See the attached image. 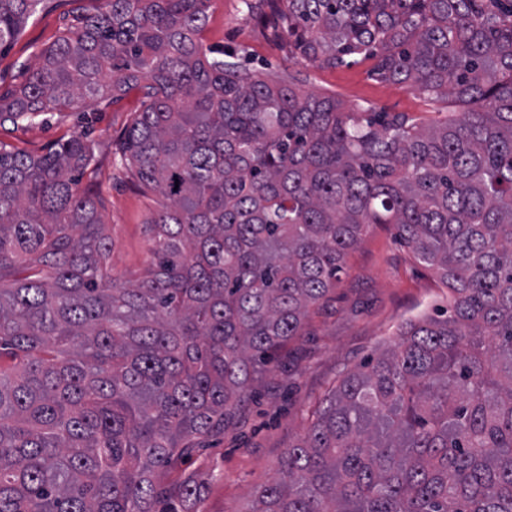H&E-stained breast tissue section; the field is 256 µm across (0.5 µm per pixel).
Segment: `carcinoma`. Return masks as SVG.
<instances>
[{
    "instance_id": "cac0c4a2",
    "label": "carcinoma",
    "mask_w": 512,
    "mask_h": 512,
    "mask_svg": "<svg viewBox=\"0 0 512 512\" xmlns=\"http://www.w3.org/2000/svg\"><path fill=\"white\" fill-rule=\"evenodd\" d=\"M212 2L105 0L0 93L2 124L139 86L123 155L164 199L153 268L119 284L83 137L0 150V512H155L371 224L448 308L330 388L245 512H512V0H271L292 53L466 107L431 126L215 56ZM40 3L0 0V50Z\"/></svg>"
}]
</instances>
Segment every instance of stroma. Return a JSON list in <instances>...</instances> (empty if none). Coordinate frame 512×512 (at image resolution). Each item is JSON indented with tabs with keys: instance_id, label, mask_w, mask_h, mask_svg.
Segmentation results:
<instances>
[{
	"instance_id": "stroma-1",
	"label": "stroma",
	"mask_w": 512,
	"mask_h": 512,
	"mask_svg": "<svg viewBox=\"0 0 512 512\" xmlns=\"http://www.w3.org/2000/svg\"><path fill=\"white\" fill-rule=\"evenodd\" d=\"M102 5V0H45L0 52V92L24 82L39 66L40 50L77 12ZM270 17L267 0H215L202 39L216 50L244 56L265 79L424 125L458 117L462 110L454 103L428 102L404 85L379 78L370 60L333 68L292 55L287 40L273 35ZM141 108L142 94L133 86L109 104L88 98L73 112L0 127L1 147L38 155L88 133L94 159L79 188L99 202L112 242L106 268L112 279L126 284L141 280L152 266L150 221L160 208L159 196L142 192L122 159L121 135ZM446 293L391 225H371L350 251L333 293L311 310L302 336L289 345L287 365L272 364L255 379L254 401L238 425L221 439L203 441L176 471L161 474L160 482L172 485L187 477L196 482L202 497L188 512H244L255 490L278 476L289 438L304 434L310 411L333 381L392 345L405 320L445 308Z\"/></svg>"
}]
</instances>
